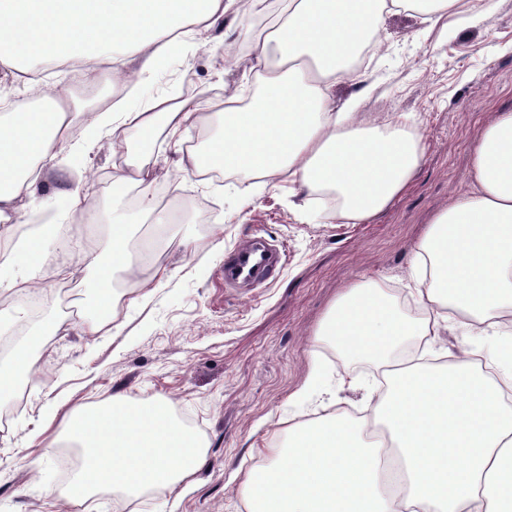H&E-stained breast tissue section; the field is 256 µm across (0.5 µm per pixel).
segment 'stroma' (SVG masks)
Returning a JSON list of instances; mask_svg holds the SVG:
<instances>
[{
	"mask_svg": "<svg viewBox=\"0 0 512 512\" xmlns=\"http://www.w3.org/2000/svg\"><path fill=\"white\" fill-rule=\"evenodd\" d=\"M426 26L413 10L388 14L387 47L365 66L372 89L364 111L414 115L424 149L406 193L370 223H336L331 202L322 199L297 212L285 180L177 175V153L164 133L152 131L158 210L189 200L196 218L173 223L160 236L168 266L163 277L143 288L116 277L117 319L91 333L82 307L95 296L92 262L112 225H134L140 239L157 234L137 207L138 188L112 183L123 157L93 145L79 155L61 154L52 183L37 184L20 200L22 221L9 236L14 243L37 238L40 284L22 294L0 287V335L28 337L36 370L0 402V512H75L56 491L73 479L79 450L43 448L39 441L51 419L79 404L164 399L205 442L206 461L193 482L142 498L137 512H244L238 489L258 464V449L286 441L285 424L328 405L362 416L377 384L370 364L313 342L314 331L341 288L374 280L394 295L405 291L427 225L451 196L471 186L470 152L483 126L494 113L512 111V0H497L485 20L465 12L449 17L444 34ZM238 46L226 40L218 57L205 46L186 56L171 53L120 95L108 83L70 82L45 62L30 67L41 84L69 83L78 138L83 118L119 98L135 107L183 98L189 88L220 112L225 85L256 94L243 69L229 67L221 80L214 75L217 58H233ZM80 169L91 176L83 190L99 220L70 225L62 197ZM62 223L67 234L60 239L53 227ZM254 234L283 250L286 261L274 281L245 297L219 285L217 275L225 251ZM185 237L194 251L181 247ZM57 315L64 325L43 330V321ZM314 368L318 386L294 399Z\"/></svg>",
	"mask_w": 512,
	"mask_h": 512,
	"instance_id": "1",
	"label": "stroma"
}]
</instances>
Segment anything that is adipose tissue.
I'll list each match as a JSON object with an SVG mask.
<instances>
[{
	"label": "adipose tissue",
	"instance_id": "adipose-tissue-1",
	"mask_svg": "<svg viewBox=\"0 0 512 512\" xmlns=\"http://www.w3.org/2000/svg\"><path fill=\"white\" fill-rule=\"evenodd\" d=\"M268 34L245 58L261 91L248 107L225 92L219 147L180 150L179 171L224 170L285 178L307 194L336 198L334 219L370 221L407 190L424 151L405 114L362 112V95L337 103L336 84L356 81L350 60L364 37L380 34L387 14L419 6L433 22L464 10L467 0H279ZM267 0H0V80L24 86L26 60L64 65L83 85L125 86L127 67L148 69L175 47L199 44L218 23L246 29ZM49 109L22 101L0 115V223L18 221L20 199L48 180L64 151L102 144L124 156L115 185L141 189L139 206L156 223L153 143L145 131L180 138L208 121L205 101L157 100L135 109L115 104L95 113L84 140L71 136L69 92L51 86ZM472 188L433 217L416 246L408 278L422 310H397L380 283L343 289L314 333L344 357L383 369L371 421L328 413L288 427L240 488L246 512H512V344L494 352L470 347L436 362L401 358L413 337L459 329L480 336L512 334V112L488 121L472 148ZM133 228L116 224L94 261L99 300L111 298L117 273L134 274ZM370 421V422H371ZM83 465L58 495L83 505L121 490L116 512L139 494L191 484L206 445L169 402L113 399L107 409L78 405L60 422Z\"/></svg>",
	"mask_w": 512,
	"mask_h": 512
}]
</instances>
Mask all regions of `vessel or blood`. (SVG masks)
Segmentation results:
<instances>
[{"mask_svg":"<svg viewBox=\"0 0 512 512\" xmlns=\"http://www.w3.org/2000/svg\"><path fill=\"white\" fill-rule=\"evenodd\" d=\"M284 265L281 251L261 237L238 244L224 254L223 283L228 288H257Z\"/></svg>","mask_w":512,"mask_h":512,"instance_id":"vessel-or-blood-1","label":"vessel or blood"}]
</instances>
